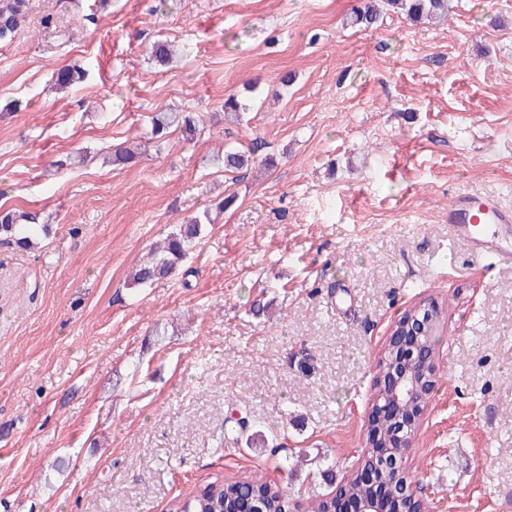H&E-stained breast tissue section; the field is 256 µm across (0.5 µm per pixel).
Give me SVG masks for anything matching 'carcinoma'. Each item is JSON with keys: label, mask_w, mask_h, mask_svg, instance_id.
<instances>
[{"label": "carcinoma", "mask_w": 512, "mask_h": 512, "mask_svg": "<svg viewBox=\"0 0 512 512\" xmlns=\"http://www.w3.org/2000/svg\"><path fill=\"white\" fill-rule=\"evenodd\" d=\"M384 4L402 12L410 21L420 22L424 19L448 17V0H384ZM27 0H0V41L8 42L15 37L20 27ZM379 20V11L371 0L361 7L353 9L348 24L352 27L367 28ZM82 74L77 69L62 66L54 71L53 80L62 90L70 88ZM246 110L239 97L230 95L224 100V115L238 120ZM182 130L186 139L194 138L199 132V120L186 112H160L152 121V136L162 140L166 138L170 128ZM254 151L227 149L224 156L217 161L224 165V170L234 171L248 168L256 163ZM27 215L10 209L0 210V239L28 248L35 243L38 225L27 224ZM210 220V213L204 212L203 218H192L179 224L163 245L153 249L149 260L135 270L133 283L147 285L158 279L167 277L175 269L189 248L200 238L202 220ZM421 320L425 324L424 333L420 336L408 334V320ZM443 317L435 304L427 302L418 304L406 311L394 326V335L405 336L406 347L414 350L415 357L411 362L410 376L414 380L418 392L426 397L436 387V367L431 356L442 327ZM403 352L398 345L388 346L383 355L376 361L375 380L384 381L395 372L394 361ZM393 394L387 388L378 393L375 403L377 417L369 423L367 429V445L363 452L364 464L368 468L384 466L385 461L394 456L401 457L406 449L400 447V437L409 432H400L401 424H410L412 418L422 412V401L413 400L399 409L391 407ZM413 478L401 471L389 473L381 483L384 492H377L375 486L365 482L361 476L355 475L341 487V495L362 504L378 503L384 508L385 501L390 500L397 507L390 512H412L421 507L406 498ZM282 492L279 487L261 477L252 479L217 478L192 494L175 500L172 512H242L243 509H254L256 512H282ZM303 512H336V499L328 493L312 492L308 497Z\"/></svg>", "instance_id": "cac0c4a2"}]
</instances>
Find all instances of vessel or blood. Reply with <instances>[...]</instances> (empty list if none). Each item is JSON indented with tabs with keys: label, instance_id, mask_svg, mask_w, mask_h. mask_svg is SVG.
I'll return each instance as SVG.
<instances>
[{
	"label": "vessel or blood",
	"instance_id": "vessel-or-blood-1",
	"mask_svg": "<svg viewBox=\"0 0 512 512\" xmlns=\"http://www.w3.org/2000/svg\"><path fill=\"white\" fill-rule=\"evenodd\" d=\"M448 222L477 251L512 252V212L501 211L490 201L461 194L448 211Z\"/></svg>",
	"mask_w": 512,
	"mask_h": 512
}]
</instances>
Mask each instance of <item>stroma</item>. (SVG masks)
Wrapping results in <instances>:
<instances>
[{
    "mask_svg": "<svg viewBox=\"0 0 512 512\" xmlns=\"http://www.w3.org/2000/svg\"><path fill=\"white\" fill-rule=\"evenodd\" d=\"M357 4L30 0L0 43V206L47 231L0 241V512H170L259 472L332 491L365 448L390 328L422 300L446 320L403 468L426 512H512V258L448 224L464 192L512 210V0L363 31ZM65 65L85 80L52 90ZM170 110L201 136L151 140ZM241 146L272 167L225 173L215 155ZM228 193L174 273L129 283Z\"/></svg>",
    "mask_w": 512,
    "mask_h": 512,
    "instance_id": "1",
    "label": "stroma"
}]
</instances>
